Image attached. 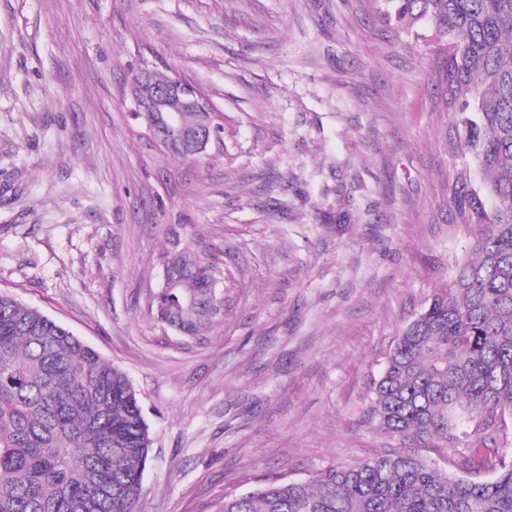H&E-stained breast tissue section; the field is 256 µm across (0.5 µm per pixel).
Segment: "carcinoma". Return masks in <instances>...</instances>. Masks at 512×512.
Returning a JSON list of instances; mask_svg holds the SVG:
<instances>
[{"label":"carcinoma","instance_id":"obj_1","mask_svg":"<svg viewBox=\"0 0 512 512\" xmlns=\"http://www.w3.org/2000/svg\"><path fill=\"white\" fill-rule=\"evenodd\" d=\"M398 34L445 42L458 148L453 202L475 239L396 337L368 421L395 445L306 481L224 496L222 512H512V0H380ZM169 240L149 310L186 341L224 319V261ZM151 448L126 375L49 316L0 293V512H137ZM453 452L458 478L434 456ZM496 472L491 480L484 473Z\"/></svg>","mask_w":512,"mask_h":512}]
</instances>
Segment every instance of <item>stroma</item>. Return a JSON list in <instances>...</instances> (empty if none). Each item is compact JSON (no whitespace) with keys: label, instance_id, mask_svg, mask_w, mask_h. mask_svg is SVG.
<instances>
[{"label":"stroma","instance_id":"1","mask_svg":"<svg viewBox=\"0 0 512 512\" xmlns=\"http://www.w3.org/2000/svg\"><path fill=\"white\" fill-rule=\"evenodd\" d=\"M180 71L224 147L176 158L126 76ZM445 50L371 0H0V292L126 373L152 447L139 512H220L267 479L373 456L396 336L472 244ZM220 256L224 320L149 312L170 231Z\"/></svg>","mask_w":512,"mask_h":512}]
</instances>
